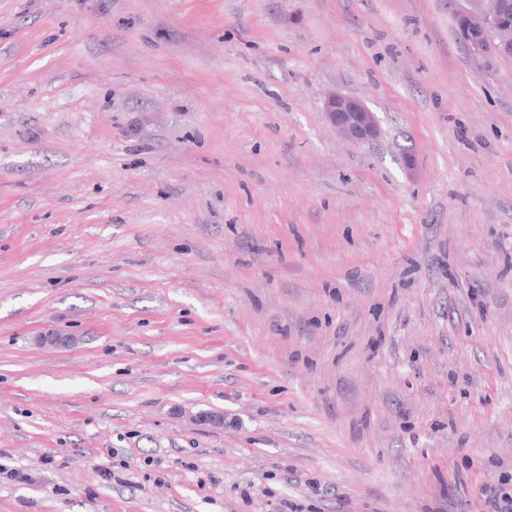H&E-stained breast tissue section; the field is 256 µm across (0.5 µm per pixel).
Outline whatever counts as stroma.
<instances>
[{
	"label": "stroma",
	"mask_w": 512,
	"mask_h": 512,
	"mask_svg": "<svg viewBox=\"0 0 512 512\" xmlns=\"http://www.w3.org/2000/svg\"><path fill=\"white\" fill-rule=\"evenodd\" d=\"M457 6L0 0V512H486L512 57ZM324 112L336 131L354 144L370 143L381 136L376 113L359 99L330 92L324 100Z\"/></svg>",
	"instance_id": "1"
}]
</instances>
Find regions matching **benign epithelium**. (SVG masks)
I'll list each match as a JSON object with an SVG mask.
<instances>
[{"label": "benign epithelium", "instance_id": "obj_1", "mask_svg": "<svg viewBox=\"0 0 512 512\" xmlns=\"http://www.w3.org/2000/svg\"><path fill=\"white\" fill-rule=\"evenodd\" d=\"M484 8L461 6L458 13L465 17V46L477 57L491 60L512 55V30L500 25L506 12H512V0H480ZM324 112L330 124L345 139L354 144L373 142L381 136L376 113L361 100L340 92L329 93L324 100ZM39 346L68 348L73 338L61 332H46L35 337Z\"/></svg>", "mask_w": 512, "mask_h": 512}]
</instances>
